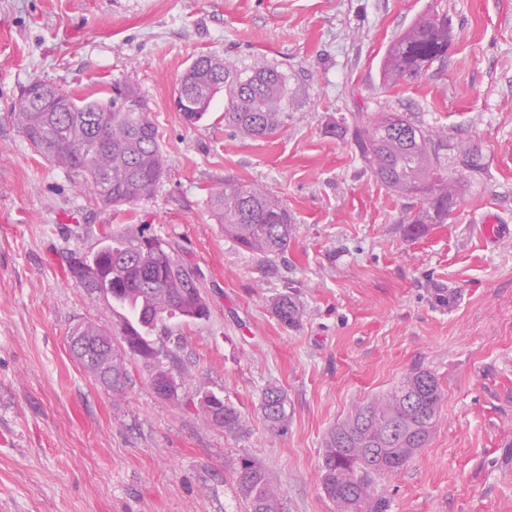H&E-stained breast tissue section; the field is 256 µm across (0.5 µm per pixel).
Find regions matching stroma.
I'll use <instances>...</instances> for the list:
<instances>
[{
	"instance_id": "obj_1",
	"label": "stroma",
	"mask_w": 512,
	"mask_h": 512,
	"mask_svg": "<svg viewBox=\"0 0 512 512\" xmlns=\"http://www.w3.org/2000/svg\"><path fill=\"white\" fill-rule=\"evenodd\" d=\"M424 12L447 15V58L417 81L383 83L387 49ZM208 54L287 74L278 134L242 136L220 94L183 122L177 83ZM36 78L100 99L137 87L166 159L154 191L105 206L34 152L10 107ZM358 112L440 130L451 169L478 145L481 171L458 184L446 223L405 235L406 200L351 137L327 132ZM227 182L287 205L294 234L274 261L212 217L209 192ZM131 225L195 272L210 308L156 339L172 399L136 356L116 393L68 346L76 324L119 328L106 297L70 280L71 253ZM284 294L298 327L273 314ZM416 367L436 377L441 417L382 478L391 512H512V0H0V512H247L233 480L245 459L268 473L283 512H336L319 481L327 432ZM270 384L288 395L276 434L259 410ZM208 391L242 412L244 433L205 419Z\"/></svg>"
}]
</instances>
